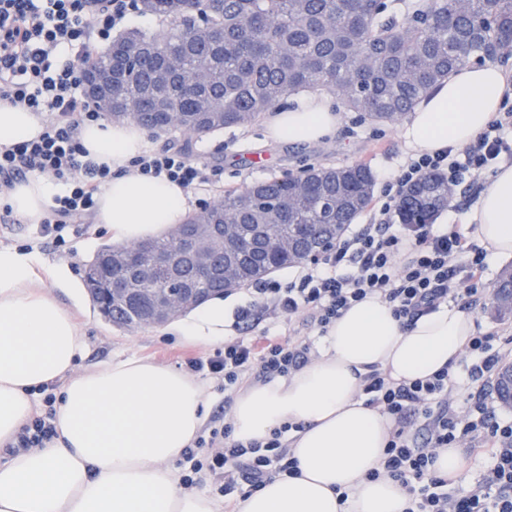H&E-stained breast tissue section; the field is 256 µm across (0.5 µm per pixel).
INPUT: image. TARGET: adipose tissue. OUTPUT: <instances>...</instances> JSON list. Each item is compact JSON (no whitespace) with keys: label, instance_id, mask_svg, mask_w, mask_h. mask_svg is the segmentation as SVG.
<instances>
[{"label":"adipose tissue","instance_id":"1","mask_svg":"<svg viewBox=\"0 0 512 512\" xmlns=\"http://www.w3.org/2000/svg\"><path fill=\"white\" fill-rule=\"evenodd\" d=\"M511 87L512 77L497 63L458 67L405 118L407 146L432 155L468 144L496 118ZM342 120L330 99L316 93L270 115L266 134L316 142ZM43 129L37 113L0 101V147L33 140ZM80 140L112 171L94 221L110 226L113 241L136 244L184 222L188 191L131 167L153 148L136 123H87ZM61 191L60 184L31 175L16 182L5 201L25 223L38 224ZM466 222L491 257L512 256V166H500ZM69 277L66 265L48 264L39 252L0 246V512H224L221 499L184 488L170 467L201 430L204 385L133 357L77 371L85 336L72 310L44 287ZM174 330L192 344L223 339L229 333L223 302L204 303L178 318ZM473 333V316L455 306H440L406 328L377 297L354 303L329 326L319 359L237 393L232 440L261 441L295 424L290 452L299 474L273 477L261 491L237 499L233 512H404L407 497L398 482L365 478L383 455L391 422L360 398L361 379L373 367L398 382L431 378L456 367ZM46 384L61 388L57 434L41 448L17 447L39 411L36 391ZM340 490L348 494L342 507Z\"/></svg>","mask_w":512,"mask_h":512}]
</instances>
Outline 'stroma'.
<instances>
[{
	"label": "stroma",
	"instance_id": "stroma-1",
	"mask_svg": "<svg viewBox=\"0 0 512 512\" xmlns=\"http://www.w3.org/2000/svg\"><path fill=\"white\" fill-rule=\"evenodd\" d=\"M155 148L183 151L191 159H202L220 169L219 182L204 191L192 194L194 209H201L221 200L227 194L243 193L250 185L272 178L297 174L307 165H346L368 162L376 187L397 175L411 154L402 135L401 123L378 124L355 112H344L343 123L336 134L316 143L275 142L265 136L264 121L225 129L224 132L185 136L180 133H155ZM262 155L265 166L248 164V157ZM85 227L72 238L70 252H60L41 237L34 224H1L0 245L23 251L39 250L52 264L68 265L74 281H81L82 266L100 243L111 241L105 225L85 218ZM77 320L87 338L88 350L79 361L86 370L101 362L137 357L184 370V362L193 357H207L217 351V344L194 345L178 337L162 334L160 328L120 330L106 324L92 307H84Z\"/></svg>",
	"mask_w": 512,
	"mask_h": 512
}]
</instances>
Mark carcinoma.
Returning <instances> with one entry per match:
<instances>
[{
  "mask_svg": "<svg viewBox=\"0 0 512 512\" xmlns=\"http://www.w3.org/2000/svg\"><path fill=\"white\" fill-rule=\"evenodd\" d=\"M139 10L171 25L163 40L156 33L131 30L112 39L103 67L118 78L112 118H127L153 130L170 131L169 113H183L189 131L211 133L251 124L289 93L325 89L351 112L378 123H394L410 112L429 89L471 61L512 55V0H425L401 22L382 18L378 0H135ZM178 67L162 74L161 60ZM194 74L203 82L190 94L184 83ZM374 176L365 162L310 166L298 183L271 179L242 194H228L212 209L208 223L296 224L299 237L288 249L259 252L241 241L237 259L241 283L250 284L301 262L323 236L338 237L373 197ZM448 179L428 173L405 189L397 206L402 224H426L451 200ZM152 252L177 253L169 234L149 242ZM115 249L105 243L85 264L84 283L92 306L109 324L132 330L147 302L132 298L122 307L107 302L111 272L103 266ZM145 292L167 289L160 270L140 276ZM195 282L203 299L224 296V278ZM492 306L502 319L512 317V264L500 271ZM496 390L512 408V363L501 364Z\"/></svg>",
  "mask_w": 512,
  "mask_h": 512,
  "instance_id": "1",
  "label": "carcinoma"
}]
</instances>
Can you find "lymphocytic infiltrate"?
I'll use <instances>...</instances> for the list:
<instances>
[{"mask_svg": "<svg viewBox=\"0 0 512 512\" xmlns=\"http://www.w3.org/2000/svg\"><path fill=\"white\" fill-rule=\"evenodd\" d=\"M127 7V0H0V100L50 116L37 139L0 148V194L27 172L64 184V194L55 197L39 226L59 248L94 211L96 195L111 176L107 165L89 158L79 139L82 125L103 114L85 97L81 63L69 53L85 51L94 39L109 40ZM503 164H512L510 107L464 147L408 160L386 183L388 202L378 222L359 225L339 239L321 266L298 279L254 284L251 301L237 311V325L258 327L269 312L284 321L306 313L323 334L343 310L369 296L387 303L406 328L450 300L476 312L485 295V252L469 229L395 224L391 214L405 186L425 174H443L456 188L477 175L496 173ZM132 165L142 176H164L193 189L220 176L219 169L168 149L137 157ZM511 348L512 336L472 337L463 380L448 369L411 383L395 382L377 369L363 376L360 394L366 405L392 423L383 458L367 477L398 482L408 496L406 512H512V420L493 406L496 374ZM314 355L306 336L262 342L228 336L222 351L188 360L186 368L221 380L229 399L245 382L288 376ZM461 384L467 396L460 401L454 393ZM292 429L288 423L264 441L242 444L231 441V423L213 427L183 450L181 482L196 487L201 472H209L221 478L218 494L231 499L259 492L272 477L297 476L286 438ZM459 447L480 464L477 481L466 487L451 486L434 468L440 449Z\"/></svg>", "mask_w": 512, "mask_h": 512, "instance_id": "obj_1", "label": "lymphocytic infiltrate"}]
</instances>
